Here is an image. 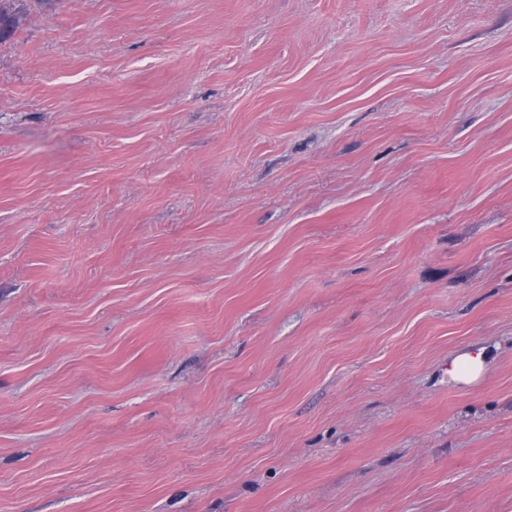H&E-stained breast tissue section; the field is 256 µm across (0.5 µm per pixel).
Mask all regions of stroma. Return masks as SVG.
<instances>
[{
    "label": "stroma",
    "instance_id": "obj_1",
    "mask_svg": "<svg viewBox=\"0 0 512 512\" xmlns=\"http://www.w3.org/2000/svg\"><path fill=\"white\" fill-rule=\"evenodd\" d=\"M15 7L0 512H512V0ZM486 364L484 348H469L448 360V378L458 384H471L481 376Z\"/></svg>",
    "mask_w": 512,
    "mask_h": 512
}]
</instances>
